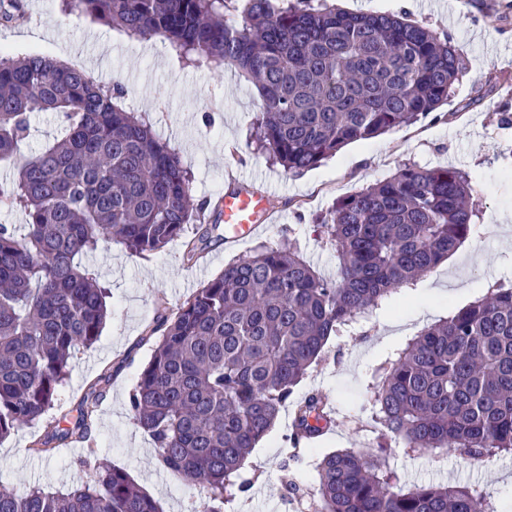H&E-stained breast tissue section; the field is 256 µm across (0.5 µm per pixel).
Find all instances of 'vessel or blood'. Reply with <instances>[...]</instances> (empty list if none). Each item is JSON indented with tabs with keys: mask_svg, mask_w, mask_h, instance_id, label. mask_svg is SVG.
Instances as JSON below:
<instances>
[{
	"mask_svg": "<svg viewBox=\"0 0 512 512\" xmlns=\"http://www.w3.org/2000/svg\"><path fill=\"white\" fill-rule=\"evenodd\" d=\"M270 212V197L240 182L227 189L222 200L224 244L232 247L263 226Z\"/></svg>",
	"mask_w": 512,
	"mask_h": 512,
	"instance_id": "b4317fda",
	"label": "vessel or blood"
}]
</instances>
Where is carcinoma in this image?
Segmentation results:
<instances>
[{
    "mask_svg": "<svg viewBox=\"0 0 512 512\" xmlns=\"http://www.w3.org/2000/svg\"><path fill=\"white\" fill-rule=\"evenodd\" d=\"M328 0H62L141 39L162 37L190 63L231 65L261 94L257 147L292 174L345 145L427 118L462 72L448 41L393 14L353 13ZM120 85L31 53L0 52V159L15 154L38 108L63 133L23 158L0 205L27 217L20 237L0 224V440L43 419L69 361L100 337L108 290L79 257L112 243L163 251L197 208L176 149L122 106ZM468 174L408 164L339 199L318 223L336 246V278L293 244L259 246L224 267L170 315L158 317L153 354L129 403L160 465L206 488L196 512H224L252 479L244 461L325 353L392 294L410 287L475 229ZM382 437L410 452L456 451L481 461L512 454V281L421 330L373 370ZM112 379L90 384L73 414L31 450L50 455L88 441L94 408ZM330 421L312 393L293 409V444ZM315 512H497L481 486L404 490L384 454L349 449L317 463ZM0 512H162L123 470L101 466L65 493L0 489Z\"/></svg>",
    "mask_w": 512,
    "mask_h": 512,
    "instance_id": "carcinoma-1",
    "label": "carcinoma"
}]
</instances>
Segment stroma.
Masks as SVG:
<instances>
[{
  "instance_id": "stroma-1",
  "label": "stroma",
  "mask_w": 512,
  "mask_h": 512,
  "mask_svg": "<svg viewBox=\"0 0 512 512\" xmlns=\"http://www.w3.org/2000/svg\"><path fill=\"white\" fill-rule=\"evenodd\" d=\"M11 23L0 22V49L64 59L99 83L121 82L123 106L145 114L156 136L175 147L193 176L195 198L216 215L225 190L238 179L271 192L272 222L263 232L225 248L212 239L200 262L186 263L185 241L206 230L205 218L187 224L181 240L163 252L128 254L113 244L89 253L83 265L110 290L111 310L98 341L72 360L49 419L20 427L0 441V486L18 492L34 487L64 491L90 482L102 462L125 470L163 512H193L201 486L163 470L150 437L129 410V394L154 342L148 337L160 312H174L186 298L219 276L227 262L256 246L295 240L303 257L323 276H336V248L316 224L339 198L383 181L407 164L455 167L469 174L478 205L475 233L434 271L410 289L392 295L356 325L331 337L325 356L295 388L294 399L322 392L334 413L327 432L310 447L291 448V407L281 409L268 436L253 448L243 472L253 478L233 512H311L288 484L313 492L321 455L350 449L378 451L379 428L372 419L374 368L422 328L452 315L485 295L495 282L512 279V127L499 115L512 113V0H336L363 13H404L446 39L460 53L464 72L443 117L355 141L320 166L293 175L259 152L254 127L258 91L234 67L218 70L178 60L159 37L132 39L123 31L81 15L63 16L59 0H22ZM115 374L96 408L92 438L61 448L53 457L30 453L50 418L75 410L89 384L107 369ZM387 458L400 487L417 484H478L494 493L501 512H512V456L477 461L441 451L409 455L391 442Z\"/></svg>"
}]
</instances>
